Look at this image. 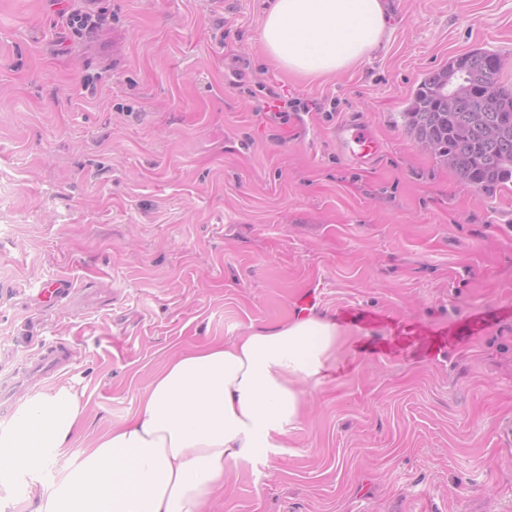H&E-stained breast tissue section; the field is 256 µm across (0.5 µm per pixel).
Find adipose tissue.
Segmentation results:
<instances>
[{
	"label": "adipose tissue",
	"mask_w": 512,
	"mask_h": 512,
	"mask_svg": "<svg viewBox=\"0 0 512 512\" xmlns=\"http://www.w3.org/2000/svg\"><path fill=\"white\" fill-rule=\"evenodd\" d=\"M383 0H272L260 38L280 67L310 77L344 70L377 48ZM331 318L250 329L171 359L136 413L85 448L51 484L35 480L23 512H205L233 465L275 448L339 361ZM84 408L62 387L28 398L0 435V500L22 475L68 454Z\"/></svg>",
	"instance_id": "ef3b65f1"
}]
</instances>
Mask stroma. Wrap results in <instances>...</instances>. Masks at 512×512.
<instances>
[{
    "label": "stroma",
    "mask_w": 512,
    "mask_h": 512,
    "mask_svg": "<svg viewBox=\"0 0 512 512\" xmlns=\"http://www.w3.org/2000/svg\"><path fill=\"white\" fill-rule=\"evenodd\" d=\"M101 4L80 40L60 12L91 0H0V389L71 350L0 402V433L66 386L84 448L177 353L305 307L360 348L208 512H512V181L464 186L404 117L474 50L512 88V0H386L382 45L317 80L266 58L270 0ZM272 90L307 110L267 122ZM350 122L373 160L343 152ZM336 137L346 154L356 160L365 161L374 157L379 151V143L374 137L349 124L338 127ZM70 352L63 342L43 345L35 362L22 372L28 381L46 380L63 370L69 363Z\"/></svg>",
    "instance_id": "35a3bbf8"
}]
</instances>
